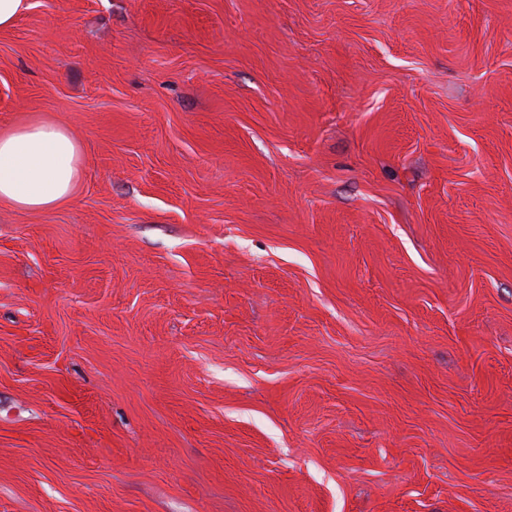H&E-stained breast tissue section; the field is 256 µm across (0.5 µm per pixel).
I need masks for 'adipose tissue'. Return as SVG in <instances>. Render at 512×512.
Segmentation results:
<instances>
[{"label": "adipose tissue", "instance_id": "adipose-tissue-1", "mask_svg": "<svg viewBox=\"0 0 512 512\" xmlns=\"http://www.w3.org/2000/svg\"><path fill=\"white\" fill-rule=\"evenodd\" d=\"M82 174V149L70 131L34 118L0 132V202L23 211L68 201Z\"/></svg>", "mask_w": 512, "mask_h": 512}]
</instances>
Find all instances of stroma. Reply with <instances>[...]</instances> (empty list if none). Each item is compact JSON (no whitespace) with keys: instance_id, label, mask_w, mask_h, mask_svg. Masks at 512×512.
Listing matches in <instances>:
<instances>
[{"instance_id":"obj_1","label":"stroma","mask_w":512,"mask_h":512,"mask_svg":"<svg viewBox=\"0 0 512 512\" xmlns=\"http://www.w3.org/2000/svg\"><path fill=\"white\" fill-rule=\"evenodd\" d=\"M30 3L0 512H512V0ZM81 174V145L66 127L34 118L0 132V202L23 211L57 207Z\"/></svg>"}]
</instances>
